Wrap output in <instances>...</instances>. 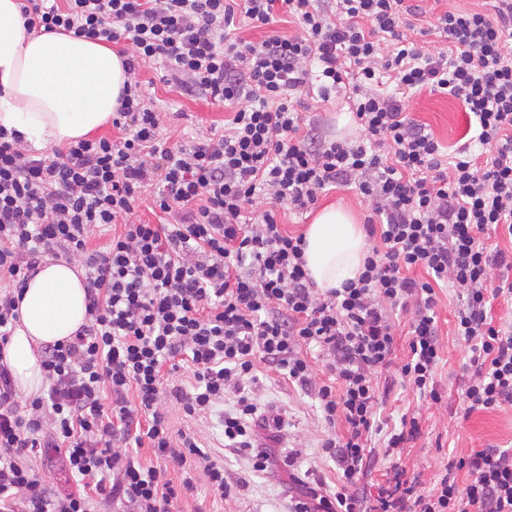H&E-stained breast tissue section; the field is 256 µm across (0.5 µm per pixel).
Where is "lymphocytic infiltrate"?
Segmentation results:
<instances>
[{
	"mask_svg": "<svg viewBox=\"0 0 512 512\" xmlns=\"http://www.w3.org/2000/svg\"><path fill=\"white\" fill-rule=\"evenodd\" d=\"M299 33L259 42L236 37L237 14L270 24L275 6ZM408 0H26L27 29L124 43L130 76L112 116V137L81 139L53 155L30 153L0 128V346L19 322L18 295L45 256L80 262L88 320L45 346L43 393L20 398L0 360V512H174L200 469L219 497L235 479L194 432H173L163 406L207 413L226 394L224 447L246 454L253 473L278 475L274 449L254 440L252 398L260 372L297 383L331 430L321 448L335 463L331 495L301 487L293 512H512V448L471 458L468 482L453 465L427 492L419 473L395 468L368 499L362 481L378 387L396 327L410 311L403 383L439 401L444 349L436 285L457 294L454 334L470 352L462 392L468 411L512 409V256L481 236L512 238V0L495 17L447 12V50L419 52L403 29L425 14ZM162 65L188 93L232 106L223 134L169 145L164 117L145 101L141 67ZM349 91L362 134L326 140L294 108L299 95ZM461 98L477 133L454 156L408 117L416 91ZM154 184L150 224L137 214ZM354 187L369 210L370 246L359 278L319 292L303 261V235L277 220L275 205L305 212L330 186ZM265 203L260 216L248 206ZM104 246L93 240L102 230ZM424 277H417V270ZM326 360L318 374L304 349ZM189 369L188 386L168 385ZM343 434H335L336 425ZM77 485L62 494L36 466L45 449ZM149 457H142V450ZM45 457V456H44Z\"/></svg>",
	"mask_w": 512,
	"mask_h": 512,
	"instance_id": "lymphocytic-infiltrate-1",
	"label": "lymphocytic infiltrate"
}]
</instances>
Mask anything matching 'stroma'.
Wrapping results in <instances>:
<instances>
[{
  "label": "stroma",
  "instance_id": "1",
  "mask_svg": "<svg viewBox=\"0 0 512 512\" xmlns=\"http://www.w3.org/2000/svg\"><path fill=\"white\" fill-rule=\"evenodd\" d=\"M454 10H475L494 15V0H433L425 16L412 18L410 37L422 53L438 51L442 42L435 29L440 14ZM146 96L156 111L165 113L163 134L170 143L192 144L198 130L223 128L230 117L227 106L211 102L204 96L187 94L169 86L156 66L144 67L141 73ZM406 112L416 122L425 125L440 142L444 152L454 153L469 137V114L461 99L451 95L426 91L409 94L405 99ZM297 112L314 121L323 138L336 137L337 118L351 110L343 93L329 100L315 102L301 98ZM437 294V315L446 345L438 367L436 381L442 394L440 403L419 398L405 387L395 366L377 375L380 399L376 407L382 428L374 435V451L367 476L368 483L383 482L394 464H401L421 474L422 490H429L443 473L449 460L470 458L476 451L490 446L512 448V411L466 413L461 399L467 381L469 353L454 336L453 313L457 304L455 293L440 288ZM255 395L259 403L278 408L288 418L290 437L302 450L298 460L301 470L311 480L330 486L337 478V468L327 458L321 444L327 428L315 403L301 388L286 379L273 376L260 378ZM231 401L216 407L207 420L193 424L183 417L179 404L167 402L165 410L175 428L200 430L202 444L213 459L234 470L241 484L226 498H219L204 476H196L195 489L180 505L182 512H290L291 504L281 484L257 477L249 468L245 456L225 454L220 420ZM416 418L420 437L405 448L400 462L384 454L385 434L399 425L401 417Z\"/></svg>",
  "mask_w": 512,
  "mask_h": 512
}]
</instances>
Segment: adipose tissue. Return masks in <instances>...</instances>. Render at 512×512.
<instances>
[{
	"label": "adipose tissue",
	"instance_id": "adipose-tissue-1",
	"mask_svg": "<svg viewBox=\"0 0 512 512\" xmlns=\"http://www.w3.org/2000/svg\"><path fill=\"white\" fill-rule=\"evenodd\" d=\"M128 75L123 58L101 42L64 33L27 32L19 0H0V127L41 149L86 137L112 118ZM304 260L319 291L356 280L365 235L351 212L320 209L306 232ZM87 320L84 271L42 263L24 291L20 321L0 356L24 394L45 383L40 348L74 336Z\"/></svg>",
	"mask_w": 512,
	"mask_h": 512
}]
</instances>
